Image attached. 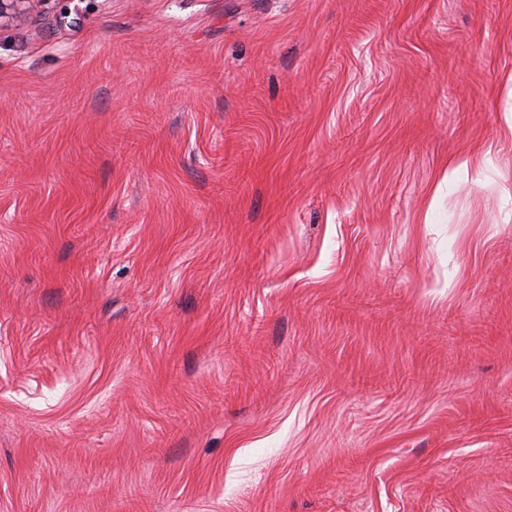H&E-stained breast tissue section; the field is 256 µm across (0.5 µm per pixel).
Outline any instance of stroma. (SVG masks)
<instances>
[{
	"label": "stroma",
	"instance_id": "obj_1",
	"mask_svg": "<svg viewBox=\"0 0 512 512\" xmlns=\"http://www.w3.org/2000/svg\"><path fill=\"white\" fill-rule=\"evenodd\" d=\"M69 5L0 25V512H512V0Z\"/></svg>",
	"mask_w": 512,
	"mask_h": 512
}]
</instances>
